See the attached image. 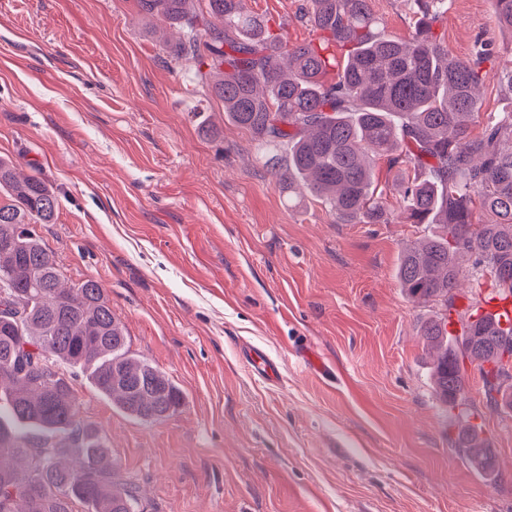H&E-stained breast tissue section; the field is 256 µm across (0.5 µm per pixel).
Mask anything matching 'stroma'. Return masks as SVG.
I'll list each match as a JSON object with an SVG mask.
<instances>
[{
    "instance_id": "stroma-1",
    "label": "stroma",
    "mask_w": 512,
    "mask_h": 512,
    "mask_svg": "<svg viewBox=\"0 0 512 512\" xmlns=\"http://www.w3.org/2000/svg\"><path fill=\"white\" fill-rule=\"evenodd\" d=\"M304 2L248 6L296 44L315 38ZM368 4L386 36L411 37L410 0ZM435 31L458 57L482 37L512 59L492 0H448ZM176 38L137 0H0V156L60 198L34 231L66 280L101 284L131 352L184 396L146 423L65 371L140 512H512V409H489L466 366L495 485L456 453L457 415L434 395L420 326L435 308L396 277L427 227L408 223L396 169L375 167L385 224L289 202L197 66L168 56ZM305 345L331 379L304 371Z\"/></svg>"
}]
</instances>
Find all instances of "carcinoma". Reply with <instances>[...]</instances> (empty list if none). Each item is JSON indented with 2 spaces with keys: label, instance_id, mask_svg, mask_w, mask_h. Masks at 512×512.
Wrapping results in <instances>:
<instances>
[{
  "label": "carcinoma",
  "instance_id": "obj_1",
  "mask_svg": "<svg viewBox=\"0 0 512 512\" xmlns=\"http://www.w3.org/2000/svg\"><path fill=\"white\" fill-rule=\"evenodd\" d=\"M446 0H412L408 41L389 38L368 0H307L303 18L319 40L347 49L332 62L318 45H290L247 0H137L140 13L181 30L173 59L205 63L212 96L249 131L281 190L300 185L347 224H386L374 164L398 167L396 186L412 224L434 230L405 249L397 279L419 303L441 312L423 322L435 350L433 390L444 406L465 405L461 358L480 367L489 405H512L502 377L512 365V322L456 308L464 277H493L512 297V112L467 134L479 85L499 56L481 39L466 58L434 26ZM512 33V0H493ZM288 145V159L277 147ZM0 512H137L139 491L108 456L102 436L78 412L61 369H82L125 414L159 422L184 402L180 389L131 354L124 325L101 285L68 286L31 224H51L59 198L41 178H18L0 158ZM489 220L472 223L475 208ZM456 312L460 332L447 329ZM453 447L485 480L498 481L480 430L458 429Z\"/></svg>",
  "mask_w": 512,
  "mask_h": 512
}]
</instances>
